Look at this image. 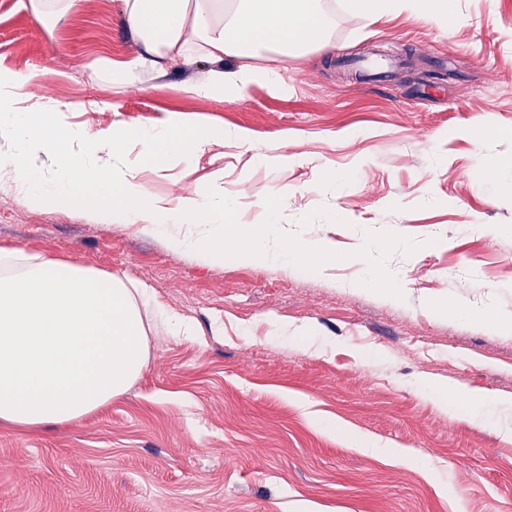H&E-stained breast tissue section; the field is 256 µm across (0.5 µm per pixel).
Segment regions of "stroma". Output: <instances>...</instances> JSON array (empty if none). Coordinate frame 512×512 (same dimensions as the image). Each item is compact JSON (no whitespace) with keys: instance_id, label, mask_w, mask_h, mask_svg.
<instances>
[{"instance_id":"1","label":"stroma","mask_w":512,"mask_h":512,"mask_svg":"<svg viewBox=\"0 0 512 512\" xmlns=\"http://www.w3.org/2000/svg\"><path fill=\"white\" fill-rule=\"evenodd\" d=\"M344 4L325 2L332 48L282 63L287 92L216 99L181 90L198 57L123 88L91 76L95 59L141 49L121 0L45 23L28 0H0V68H49L37 95L71 105L79 129L178 117L247 133L217 135L192 167L141 169L151 194L205 191L220 170L226 221L258 223L271 201L291 239L336 254L325 272L249 267L228 239L208 266L108 214L31 208L0 168V249L124 275L197 329L169 338L146 310L148 363L127 392L64 426L1 423L0 512H512V333L478 321L512 317V197L499 192L512 184V0H456L449 31ZM376 50L406 60L390 82L336 66ZM422 380L464 386L456 413ZM472 392L505 402L475 417Z\"/></svg>"}]
</instances>
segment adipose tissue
<instances>
[{
	"mask_svg": "<svg viewBox=\"0 0 512 512\" xmlns=\"http://www.w3.org/2000/svg\"><path fill=\"white\" fill-rule=\"evenodd\" d=\"M323 0H123L120 24L134 34L140 52L123 62L102 58L94 73L114 85L139 81L161 60L201 50L212 62L185 92L239 98L254 83L284 91L281 62L330 47ZM349 11L375 17L407 10L440 28L458 22L456 0H346ZM228 57L268 58L263 67L224 66ZM32 74L0 71V140L15 185L35 209L83 207L113 221L142 225L176 254L206 265L222 263L224 240L240 239L239 263L264 266L276 257L294 266L328 269L335 254L324 243H297L267 205L260 224H228L224 179L207 193L168 199L148 193L133 169L113 167L138 142L148 161L193 160L213 131L172 118L159 126L130 128L119 121L105 132L75 130L68 106L33 104ZM150 301L123 276L101 274L66 262L0 251V423L37 429L80 419L122 395L142 375L149 342L141 314Z\"/></svg>",
	"mask_w": 512,
	"mask_h": 512,
	"instance_id": "1",
	"label": "adipose tissue"
}]
</instances>
